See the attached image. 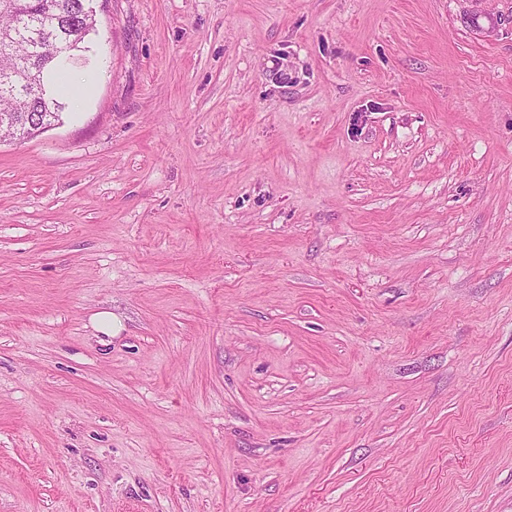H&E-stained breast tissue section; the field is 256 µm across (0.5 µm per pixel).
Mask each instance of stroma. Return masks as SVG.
Returning <instances> with one entry per match:
<instances>
[{"label": "stroma", "mask_w": 512, "mask_h": 512, "mask_svg": "<svg viewBox=\"0 0 512 512\" xmlns=\"http://www.w3.org/2000/svg\"><path fill=\"white\" fill-rule=\"evenodd\" d=\"M96 10L0 143V512H512V0Z\"/></svg>", "instance_id": "stroma-1"}]
</instances>
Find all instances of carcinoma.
Returning <instances> with one entry per match:
<instances>
[{"instance_id":"1","label":"carcinoma","mask_w":512,"mask_h":512,"mask_svg":"<svg viewBox=\"0 0 512 512\" xmlns=\"http://www.w3.org/2000/svg\"><path fill=\"white\" fill-rule=\"evenodd\" d=\"M96 18L85 0H0V114L24 126L3 125L0 135L18 139L63 118V97L44 72L87 59Z\"/></svg>"}]
</instances>
